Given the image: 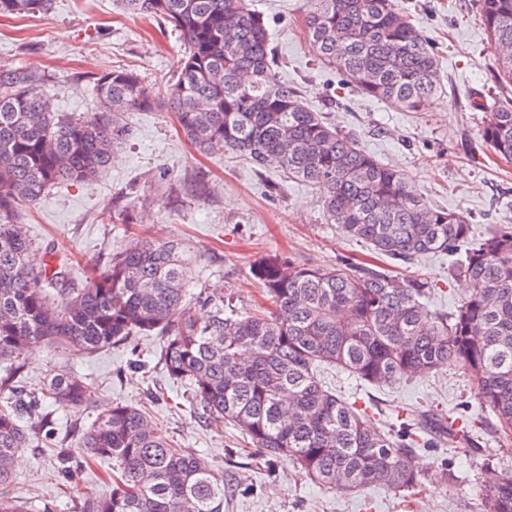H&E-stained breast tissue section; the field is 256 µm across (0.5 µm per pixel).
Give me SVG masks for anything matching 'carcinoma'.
Segmentation results:
<instances>
[{
  "label": "carcinoma",
  "instance_id": "carcinoma-1",
  "mask_svg": "<svg viewBox=\"0 0 512 512\" xmlns=\"http://www.w3.org/2000/svg\"><path fill=\"white\" fill-rule=\"evenodd\" d=\"M478 21L497 52L495 82L512 87V0H475ZM134 16L180 32L185 59L170 95L186 139L203 154H240L321 194L326 222L392 263L429 254L450 257L467 280L452 311L429 309L430 287L384 268L340 261L305 267L271 252L250 265L267 306L242 314L224 298L204 321L170 327L190 303L194 259L177 240L149 238L109 257L81 287L66 270L35 269L19 211L57 184L93 181L128 133L120 115L152 105L138 76L118 68L95 79L97 110L54 111L48 74L0 66V486L13 463L49 427L46 405L80 411L94 387L57 373L38 391L19 378L30 348L55 343L86 354L168 330L158 361L169 378L189 382L186 400L216 428L247 438L241 449L269 463L288 461L330 488L377 485L416 489L414 430L392 434L367 408L349 403L321 379L335 367L376 387L424 376L453 360L467 371L476 405L436 431L471 444L468 413L495 419L512 453V224L481 237L455 213L430 206L408 177L367 152L357 136L312 110L276 77L265 16L247 0H122ZM49 0H0V17L35 14ZM317 58L357 92L420 112L443 93L433 49L396 0H312L305 19ZM481 137L512 163V92L476 102ZM465 256L456 258L458 248ZM56 291L57 303L49 301ZM82 461H112V491L74 490V512H224V477L156 428L149 413L115 403L78 440ZM481 512H512V469L486 490Z\"/></svg>",
  "mask_w": 512,
  "mask_h": 512
}]
</instances>
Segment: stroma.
<instances>
[{"label": "stroma", "instance_id": "35a3bbf8", "mask_svg": "<svg viewBox=\"0 0 512 512\" xmlns=\"http://www.w3.org/2000/svg\"><path fill=\"white\" fill-rule=\"evenodd\" d=\"M267 21L280 59L278 78L336 126L355 132L364 147L402 170L431 205L458 213L483 234L512 224V164L497 158L480 136L476 102L498 95L496 56L476 17L474 0H399L439 57L445 93L421 112L357 96L323 65L309 46L304 19L311 0H253ZM44 13L0 18V65L53 77L58 111L94 112L93 80L101 69L127 68L151 91V108L126 112L128 136L94 181L51 187L21 210L19 224L39 263L66 267L84 283L112 254L139 236L175 239L195 259L190 289L231 293L240 312L260 300L249 265L260 253L279 251L297 263L330 266L342 257L369 266L382 260L362 243L326 223L314 187L262 170L232 154H198L178 130L169 89L183 62L180 32L124 13L118 0H51ZM137 221L125 223L126 212ZM400 276L427 282L431 309L452 310L466 294L451 278L446 256L434 254L398 267ZM161 334L85 356L52 345L26 354L22 380L39 389L57 372L74 368L96 388L93 406L73 412L53 408V433L21 451L0 494L16 496L34 512H71L56 472L57 454L75 447L80 434L115 402L147 406L158 427L183 449L223 475L224 512H480L496 470L512 454L496 455L491 426H477L474 446L419 445L421 485L393 492L372 486L340 491L298 474L288 462L261 460L233 466L242 437L215 429L187 403L186 384L170 380L157 355ZM328 385L352 403L369 404L378 426L399 428L410 412L443 418L473 401L470 381L456 363L423 378L375 388L343 371L328 370Z\"/></svg>", "mask_w": 512, "mask_h": 512}]
</instances>
